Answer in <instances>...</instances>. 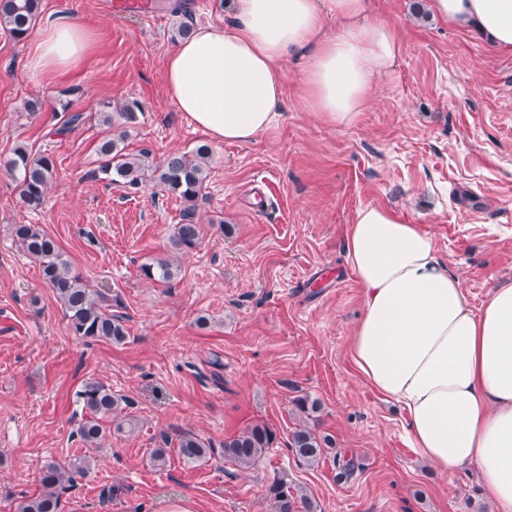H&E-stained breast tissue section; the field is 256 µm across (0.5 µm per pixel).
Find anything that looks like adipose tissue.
Segmentation results:
<instances>
[{"label": "adipose tissue", "instance_id": "ef3b65f1", "mask_svg": "<svg viewBox=\"0 0 512 512\" xmlns=\"http://www.w3.org/2000/svg\"><path fill=\"white\" fill-rule=\"evenodd\" d=\"M433 20L475 30L512 53V0H428ZM233 21L206 25L166 59L169 98L215 143H249L281 115V63L310 52L306 111L346 127L366 111L399 41L367 0H231ZM336 31L328 33V18ZM85 49L81 26L61 16L32 53L33 75L62 74ZM361 291L351 337L357 375L398 403L410 447L448 471L475 466L494 512H512V282L494 288L481 312L437 254L431 234L394 211L358 210L345 239Z\"/></svg>", "mask_w": 512, "mask_h": 512}]
</instances>
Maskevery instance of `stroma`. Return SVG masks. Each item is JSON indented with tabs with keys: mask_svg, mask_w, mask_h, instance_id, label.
Here are the masks:
<instances>
[{
	"mask_svg": "<svg viewBox=\"0 0 512 512\" xmlns=\"http://www.w3.org/2000/svg\"><path fill=\"white\" fill-rule=\"evenodd\" d=\"M103 2L43 0L42 19L68 16L88 37L57 79L28 70L36 36L18 42L0 28V512L41 493V461L84 454L75 392L91 380L127 398L131 427L112 433L61 512H166L179 496L192 512H274L277 478L318 512H490L478 471L444 474L419 459L400 406L355 374L349 348L362 308L345 237L362 207L391 208L433 235L473 310L512 282V54L432 21L423 0H371L400 54L370 108L350 127L305 111L308 59L290 56L277 128L213 145L202 240L182 255L170 246L180 198L150 182L133 192L88 177L111 105L140 106L129 155L158 163L207 140L166 94L174 16L116 15ZM36 97L43 110L28 112ZM65 109L84 121L61 135ZM19 146L55 160L35 211L3 166ZM16 224L39 225L74 272L109 294L124 342L73 335L14 239ZM159 259L178 267L171 282L143 276ZM305 396L321 405L310 427L330 439L313 464L288 446L294 401ZM255 423L277 442L254 469L220 456L188 464L173 450L165 466L151 462L162 436L191 432L217 445ZM342 456L356 464L346 479L334 465Z\"/></svg>",
	"mask_w": 512,
	"mask_h": 512,
	"instance_id": "1",
	"label": "stroma"
}]
</instances>
